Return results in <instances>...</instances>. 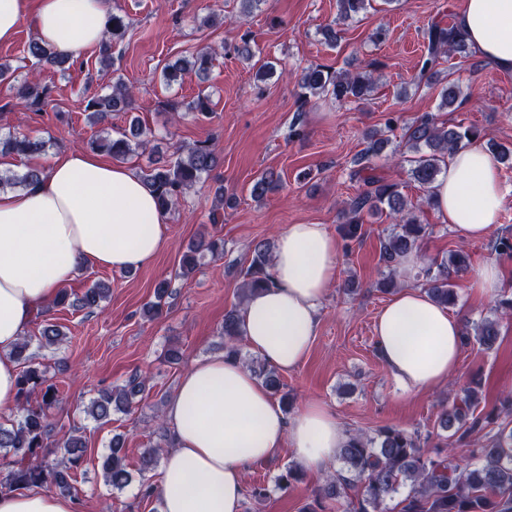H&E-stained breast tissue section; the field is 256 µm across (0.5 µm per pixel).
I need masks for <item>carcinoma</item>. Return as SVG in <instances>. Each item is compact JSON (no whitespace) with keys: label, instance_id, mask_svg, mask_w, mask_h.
Wrapping results in <instances>:
<instances>
[{"label":"carcinoma","instance_id":"1","mask_svg":"<svg viewBox=\"0 0 512 512\" xmlns=\"http://www.w3.org/2000/svg\"><path fill=\"white\" fill-rule=\"evenodd\" d=\"M370 2L337 0L338 20L320 29L325 42L336 43L338 22L355 19L370 7ZM111 22L99 48V63L103 67L114 64L112 50L123 42L130 27L128 17L119 13H112ZM234 52L249 61L259 50L246 32L234 47ZM27 54L38 65L62 72L74 65L69 57L44 47L37 39L28 43ZM471 54L465 34L457 24L431 23L425 31V46L418 62V72L399 96H407L410 87L417 91L423 86L437 85L439 111L458 108L463 101L462 88L459 82L442 77L438 66L445 57L459 55L467 58ZM211 59L208 49L199 51L191 60L180 58L167 66L163 78L169 84L187 71L203 75ZM0 83L6 85L19 103L28 108H39L50 97L48 85L35 77H19L16 69L5 63H0ZM297 85L301 90V102L290 129L292 137L301 134L302 113L307 111L312 100L320 97H329L338 103L365 100L374 91L375 81L366 69L336 74L328 67L315 64L303 70ZM132 106L131 88L118 77L112 83L111 92L90 97L86 109L90 111L92 123L99 124L108 113L124 112ZM403 130L405 147L413 154L409 159L411 178L426 191L430 204L434 203L435 184L442 174L443 164L463 146L482 141L496 162L512 166V146L484 140V135L476 127L440 124L436 117L425 114L405 123ZM100 134L98 148L114 158H123L148 143V132L137 121L130 125L129 132L117 139L112 138L106 129ZM388 142L387 138L370 137L368 146L354 160L358 166L355 175L362 180L364 189L347 202L344 236L348 239L358 237L365 217L387 211L397 221L395 230L381 245V260L389 269L402 255L419 249L427 225L420 223L414 214V205L407 201L399 185L376 173L372 158L381 154ZM44 148V142L26 136L0 137V155H28ZM215 165V153L204 141L156 160L141 179L155 194L158 206L170 211L186 191ZM40 174L41 170L30 168L22 173L1 175L0 188H26L37 181ZM278 187L279 176L266 171L254 183L252 193L260 198ZM206 252L214 257L224 256V241L212 239L194 243L182 255L176 277L185 282L191 279ZM271 264V244L256 243L249 265L241 269L245 295L272 284ZM466 268L467 255L451 253L448 258L439 262L434 260L423 269L422 286L437 303L452 305L457 300L452 276ZM169 288L170 282L166 280L156 286L155 301L145 309L148 319L161 315ZM109 292L107 284L97 282L86 289L78 303L82 308L94 309L108 297ZM237 318L234 310L224 314L223 335L227 339L224 354L239 359ZM499 335V320L496 318H485L465 327L462 333L463 341L473 340L487 349L495 346ZM65 338L61 326L44 321L40 330L41 346H57ZM29 348L30 341L24 338L12 353L21 368L16 395L19 418L9 425L0 424V466L6 471L0 479V492L41 488L69 494L73 488V474L83 462L85 442L73 432L54 438L51 411L62 400L54 386L48 383L46 371L33 364ZM259 376L270 391H279L281 380L275 368L263 364L259 368ZM144 388L145 380L133 374L120 385L100 390L86 413L94 420L106 423L112 412L129 411ZM477 406L476 390L470 386L463 389L462 394L441 404L439 427L456 441L465 440L472 432L482 430L494 421L492 415L476 411ZM473 455V463L461 462L448 448L439 449L432 456L427 455L420 447L418 433L397 426H384L373 436L351 435L338 452L343 467L326 478L317 498L304 512H331L333 508L338 512H383L386 502L404 487L408 488V493L400 501V512H512V428L498 429L484 446L473 450ZM158 460L159 449H145L139 458L140 472L153 470ZM102 472L104 483L114 489L124 488L131 480L123 442L118 436L112 438L109 453L102 463ZM302 476L303 471L299 467L290 465L278 477L277 485L286 489L300 481Z\"/></svg>","mask_w":512,"mask_h":512}]
</instances>
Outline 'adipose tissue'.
<instances>
[{
  "label": "adipose tissue",
  "instance_id": "obj_1",
  "mask_svg": "<svg viewBox=\"0 0 512 512\" xmlns=\"http://www.w3.org/2000/svg\"><path fill=\"white\" fill-rule=\"evenodd\" d=\"M38 40L73 59L98 47L111 25L105 0H0V43L23 21ZM458 25L476 55L512 71V0H464ZM443 223L468 240L497 225L505 190L477 143L447 161L436 189ZM168 215L127 165L66 150L40 180L0 191V408L16 398L12 352L35 314L81 265L112 271L151 264L167 234ZM338 270L335 239L322 224H291L279 235L272 284L245 302L238 332L248 348L280 371L308 353L319 311ZM461 325L423 287L411 284L384 306L375 325L378 353L397 386L419 393L442 385L459 364ZM165 419L174 445L164 455L157 492L161 512H241L244 473L290 448L299 466L319 473L348 435L321 402L286 416L267 388L236 359L194 362L179 378ZM73 499L46 490L0 492V512H75Z\"/></svg>",
  "mask_w": 512,
  "mask_h": 512
}]
</instances>
